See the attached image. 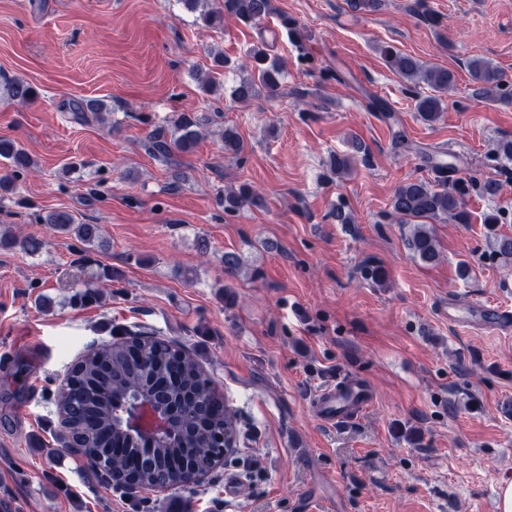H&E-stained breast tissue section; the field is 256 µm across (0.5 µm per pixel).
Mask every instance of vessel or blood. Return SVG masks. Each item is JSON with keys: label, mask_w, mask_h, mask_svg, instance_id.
I'll use <instances>...</instances> for the list:
<instances>
[{"label": "vessel or blood", "mask_w": 512, "mask_h": 512, "mask_svg": "<svg viewBox=\"0 0 512 512\" xmlns=\"http://www.w3.org/2000/svg\"><path fill=\"white\" fill-rule=\"evenodd\" d=\"M448 319L459 324L478 323L496 332L512 330V310L493 305H480L471 309L449 308ZM373 398L364 383L354 377L338 378L309 400L313 413L329 425H341L354 421L372 404Z\"/></svg>", "instance_id": "1"}]
</instances>
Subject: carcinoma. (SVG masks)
<instances>
[{
    "instance_id": "1",
    "label": "carcinoma",
    "mask_w": 512,
    "mask_h": 512,
    "mask_svg": "<svg viewBox=\"0 0 512 512\" xmlns=\"http://www.w3.org/2000/svg\"><path fill=\"white\" fill-rule=\"evenodd\" d=\"M187 9L196 11L204 4L209 9L200 13L208 26L224 25V18L257 27L272 12V0H182ZM268 44L260 39L249 60L251 72L234 88L235 101L245 103L264 93L269 98L278 94L284 76L282 61L267 52ZM380 53L387 65L409 82H422L433 94L419 99L415 109L419 118L433 123L444 110L443 96L454 84L453 74L444 68L426 66L411 55L394 47L381 46ZM473 84L471 96L503 104L512 103V94L503 91L505 75L492 62L477 57L467 64ZM0 97L11 102L30 103L39 97L37 89L19 77L0 80ZM73 118L83 122L87 113L97 114L104 104L96 100L72 101ZM212 123L203 115L180 112L171 118V132L157 129L149 137L148 150L159 158H169L173 151L189 152L202 138V129ZM224 154L239 156L244 143L237 131L226 127L219 132ZM496 162H512V139H502L492 149ZM0 161L13 173L32 168L36 161L15 142L0 139ZM435 181L411 179L398 185L390 199L391 215L402 224L411 225L406 246L412 258L426 265L439 261L436 239L426 224L417 219H442L456 224H468L471 215L464 207V197L474 194L494 199L502 190L500 180L473 175L455 176L456 168L448 163L436 167ZM224 213L233 215L245 208L265 206L263 196L252 186L242 184L237 189L224 190ZM508 213L494 209L481 217L489 232L492 256L512 263V235L499 231L498 225L507 222ZM42 222L55 231L74 237L90 250L100 245L98 226L81 224L67 211H52ZM126 340L92 346L68 371L63 384L54 394L53 404L64 433V439L79 446L86 459L112 449L119 463L116 480L169 487L177 473L186 467L206 470L212 466L217 450L209 446L208 436L222 433L229 440L237 438L239 418L224 399L214 393L210 379L203 373L198 360L175 341L165 340L146 331L125 329ZM108 378V390L120 401H132L144 389L157 386L167 391L169 398L182 407L180 424L184 438L175 448H157L150 459L137 466L121 451L113 448L112 426L116 420L113 410L103 405L95 386L101 375Z\"/></svg>"
}]
</instances>
